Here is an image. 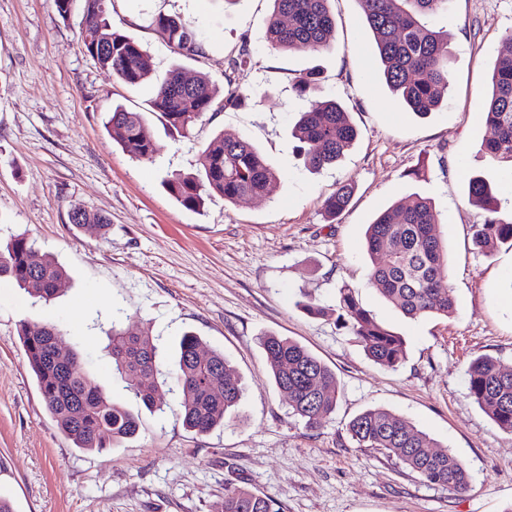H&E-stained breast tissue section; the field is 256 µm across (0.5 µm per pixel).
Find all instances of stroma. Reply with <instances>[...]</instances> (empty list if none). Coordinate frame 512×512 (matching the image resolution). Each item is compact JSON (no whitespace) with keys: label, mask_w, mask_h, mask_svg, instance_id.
Here are the masks:
<instances>
[{"label":"stroma","mask_w":512,"mask_h":512,"mask_svg":"<svg viewBox=\"0 0 512 512\" xmlns=\"http://www.w3.org/2000/svg\"><path fill=\"white\" fill-rule=\"evenodd\" d=\"M271 0H112V24L152 58L151 79L131 88L81 50V10L61 18L55 0H0V240H35L65 268L59 297L42 301L0 280V498L14 512H223L224 488L245 485L281 512H512V434L468 394L467 367L490 355L512 366V245H473L486 212L468 198L480 174L497 188L499 215L512 218V183L490 165L491 131L475 120L491 94L489 72L512 31V0H448L436 27L448 31L450 86L443 106L420 117L399 104L377 67L360 0H331L335 39L317 52L274 50L265 39ZM196 31L205 55L179 60L153 30L157 13ZM246 66L230 69L241 47ZM257 104L209 112L190 138L152 128L160 145L135 158L104 128L112 107L142 112L174 63ZM316 68L320 99H334L358 131L342 159L310 172L291 135L305 110L292 85ZM247 137L278 170L274 194L203 209L178 205L162 185L193 172L217 131ZM354 194L327 221L324 201L338 183ZM430 198L450 257L451 317L409 319L369 283L365 232L383 208L411 194ZM81 204L109 218L108 234L68 221ZM374 319L400 334L395 368L370 360L336 323L341 286ZM322 316L298 308L303 299ZM55 324L65 350L114 402L140 415L134 439L101 451L75 448L48 412L29 370L21 321ZM153 337L167 373L150 413L112 378L104 333L112 321ZM204 351L223 352L245 388L238 419L208 434L184 428L173 378L184 332ZM300 343L336 375L335 411L315 429L295 418L258 343L263 334ZM381 407L402 416L462 460L470 487L428 485L397 460L357 448L348 422Z\"/></svg>","instance_id":"stroma-1"}]
</instances>
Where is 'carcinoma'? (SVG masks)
Wrapping results in <instances>:
<instances>
[{"label": "carcinoma", "instance_id": "obj_1", "mask_svg": "<svg viewBox=\"0 0 512 512\" xmlns=\"http://www.w3.org/2000/svg\"><path fill=\"white\" fill-rule=\"evenodd\" d=\"M79 40L99 68L135 88L150 78L149 55L135 39L112 28L111 0H82ZM266 39L279 49L319 51L330 47L335 23L330 0H272ZM364 21L373 32L379 69L397 101L411 112L426 115L448 98L450 51L448 31L430 26L427 18L448 11V0H360ZM159 32L182 57L205 55L191 25L177 16L158 13L152 19ZM511 48L498 53L490 75L492 94L482 105L485 125L493 135L485 141L484 154L495 165L512 167V32ZM97 50H92V46ZM318 85L317 72L299 76L295 92L309 97ZM243 95L228 89L217 100L207 76L188 74L176 63L148 103L147 112L170 134L187 137L207 112L236 106ZM112 142L139 159L155 157L160 146L141 112L122 105L112 108L105 122ZM292 135L303 152L304 164L318 171L337 163L357 138L348 113L335 100L309 101L300 113ZM276 169L243 136L221 132L201 154L194 173H176L166 179L170 196L182 207L197 211L205 201L218 197L235 204L248 195L269 196L276 188ZM352 187L340 183L325 202L336 216L348 204ZM469 198L488 211L481 224L472 225L473 239L491 253L512 241V224L495 216L497 200L491 185L479 175L468 181ZM69 221L77 227L95 224L108 231L109 219L83 205H73ZM439 214L432 201L410 195L383 210L369 225L366 250L372 260L370 284L406 317H448L455 299L448 275V252L436 232ZM0 278L15 281L34 298L51 299L62 292L66 270L25 236L0 247ZM336 322L347 328L377 364L393 368L404 359L400 336L379 323L359 303L352 289L339 288ZM60 330L51 324L25 321L19 339L46 408L75 447L102 449L135 438L140 417L114 403L81 368L76 354L56 348ZM112 366L125 390L149 411L164 412L157 396L158 350L151 336L112 325ZM277 389L307 428L320 426L338 401L331 369L301 344L267 334L260 337ZM201 340L186 332L179 341L176 381L181 390L179 417L190 431L204 435L238 416L244 388L224 354L211 351L199 356ZM469 396L504 432L512 433V367L492 356L473 360L468 368ZM348 431L359 448H377L410 468L428 484L465 492L470 484L466 466L446 449L439 448L425 432L380 407L353 418ZM224 512H279L276 504L245 485L224 490Z\"/></svg>", "mask_w": 512, "mask_h": 512}]
</instances>
